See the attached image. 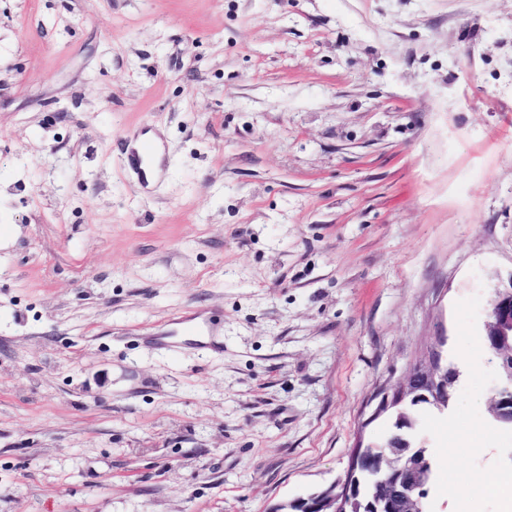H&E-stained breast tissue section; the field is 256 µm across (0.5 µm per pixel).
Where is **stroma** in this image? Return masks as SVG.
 <instances>
[{
	"label": "stroma",
	"mask_w": 512,
	"mask_h": 512,
	"mask_svg": "<svg viewBox=\"0 0 512 512\" xmlns=\"http://www.w3.org/2000/svg\"><path fill=\"white\" fill-rule=\"evenodd\" d=\"M3 232L0 512H270L390 436L379 393L441 331L429 512H507L450 489L512 482L479 343L512 279V0H0ZM195 312L223 353L147 343ZM146 137L149 139H143L139 148L129 151L123 159L124 167L135 173L144 184H146L148 176L157 171L163 172L166 166L162 148L155 142L160 139L153 134H148Z\"/></svg>",
	"instance_id": "stroma-1"
}]
</instances>
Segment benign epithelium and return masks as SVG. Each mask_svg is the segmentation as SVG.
Masks as SVG:
<instances>
[{"label": "benign epithelium", "mask_w": 512, "mask_h": 512, "mask_svg": "<svg viewBox=\"0 0 512 512\" xmlns=\"http://www.w3.org/2000/svg\"><path fill=\"white\" fill-rule=\"evenodd\" d=\"M484 342L497 359L500 375L490 412L499 421L512 422V282L497 289L491 301ZM444 345L445 337H437L425 359L410 366L397 382L384 390L374 415L389 410L400 413L413 401L438 408L448 404L455 371L443 356ZM409 448L410 442L399 431L391 435L384 448L359 444L352 453L347 474L367 483L387 480L395 473L403 474L401 498L409 505L410 512H422L424 461L410 456ZM346 485L344 479L323 490L313 506L314 512H346Z\"/></svg>", "instance_id": "benign-epithelium-1"}]
</instances>
